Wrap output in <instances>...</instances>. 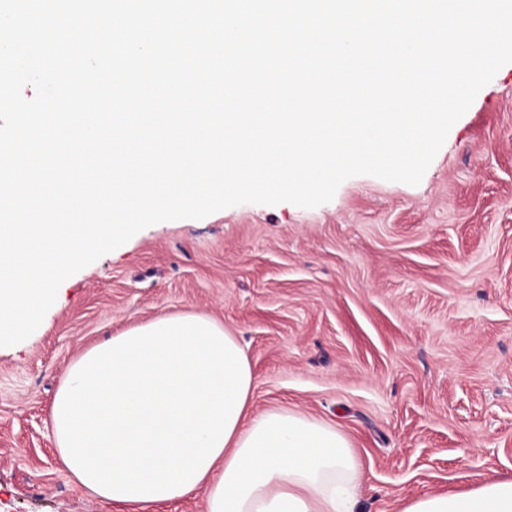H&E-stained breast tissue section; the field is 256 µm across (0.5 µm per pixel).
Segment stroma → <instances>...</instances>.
I'll list each match as a JSON object with an SVG mask.
<instances>
[{
  "mask_svg": "<svg viewBox=\"0 0 512 512\" xmlns=\"http://www.w3.org/2000/svg\"><path fill=\"white\" fill-rule=\"evenodd\" d=\"M176 313L238 337L253 412L349 440L364 512L512 478V64L418 185L361 175L312 209L161 222L66 279L37 330L0 347V512H116L63 466L52 402L87 349Z\"/></svg>",
  "mask_w": 512,
  "mask_h": 512,
  "instance_id": "obj_1",
  "label": "stroma"
}]
</instances>
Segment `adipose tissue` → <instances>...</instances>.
Masks as SVG:
<instances>
[{
  "mask_svg": "<svg viewBox=\"0 0 512 512\" xmlns=\"http://www.w3.org/2000/svg\"><path fill=\"white\" fill-rule=\"evenodd\" d=\"M254 375L218 321L190 313L132 326L68 369L51 409L57 451L120 512L204 492L206 512H362V462L335 428L251 410ZM399 512H512V479L428 492Z\"/></svg>",
  "mask_w": 512,
  "mask_h": 512,
  "instance_id": "adipose-tissue-1",
  "label": "adipose tissue"
}]
</instances>
